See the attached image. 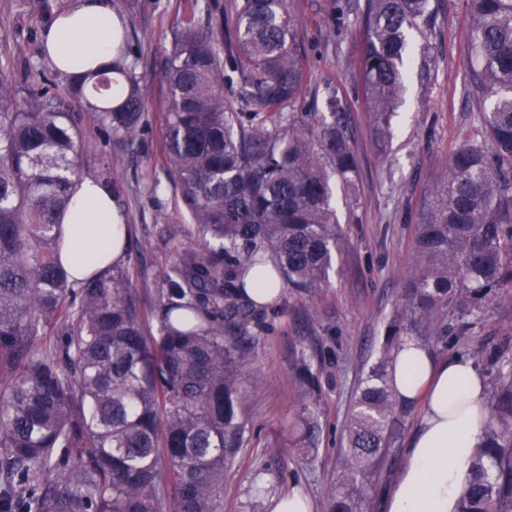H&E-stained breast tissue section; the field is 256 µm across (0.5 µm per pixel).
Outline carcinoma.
<instances>
[{
    "mask_svg": "<svg viewBox=\"0 0 512 512\" xmlns=\"http://www.w3.org/2000/svg\"><path fill=\"white\" fill-rule=\"evenodd\" d=\"M471 76L488 112L446 158L415 229L417 263L360 378L343 465L326 512H367L392 465L407 402L392 388L402 341H460L512 292V0H468ZM363 92L377 143L391 135L409 53L430 0H366ZM112 73L125 95L96 117L115 138L142 131L145 94L120 34ZM162 79L166 169L190 215L193 246L177 252L151 328L113 266L73 288L59 264L60 220L87 158L82 129L49 81L36 97L0 78V512H224V477L243 447L249 344L276 298L247 279L300 296L329 284L343 245L332 182L358 177L348 106L327 86L322 112H298L307 74L287 0H242L224 37L190 20L174 34ZM90 101L97 72L64 77ZM46 343L43 350L36 343ZM486 433L456 512H512V336L490 353ZM300 383L312 386L301 352ZM301 447H318L304 409Z\"/></svg>",
    "mask_w": 512,
    "mask_h": 512,
    "instance_id": "cac0c4a2",
    "label": "carcinoma"
}]
</instances>
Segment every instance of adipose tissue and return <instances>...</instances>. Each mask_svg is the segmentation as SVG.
Here are the masks:
<instances>
[{
    "instance_id": "1",
    "label": "adipose tissue",
    "mask_w": 512,
    "mask_h": 512,
    "mask_svg": "<svg viewBox=\"0 0 512 512\" xmlns=\"http://www.w3.org/2000/svg\"><path fill=\"white\" fill-rule=\"evenodd\" d=\"M123 28L112 0H71L44 33V57L67 76L88 67L107 70ZM62 225L58 258L72 283H84L122 260L124 218L95 179L73 180ZM396 388L406 400L422 399L423 414L380 512H455L471 452L485 434V382L471 358L439 359L408 339L396 355Z\"/></svg>"
}]
</instances>
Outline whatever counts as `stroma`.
I'll use <instances>...</instances> for the list:
<instances>
[{
  "label": "stroma",
  "instance_id": "stroma-1",
  "mask_svg": "<svg viewBox=\"0 0 512 512\" xmlns=\"http://www.w3.org/2000/svg\"><path fill=\"white\" fill-rule=\"evenodd\" d=\"M70 0H0V71L12 82L39 89L54 68L42 55V36ZM124 12L137 73L147 98L148 125L134 140L105 135L93 110L59 91L58 103L80 118L88 147L82 176L109 169L124 187L119 204L130 226L123 263L132 274L134 299L149 325L158 321V292L175 254L169 236L188 225L174 184L164 170L162 71L176 26L199 19L211 4L222 19L235 0H141ZM345 16L329 25L326 0H288L297 51L308 74L302 109L322 108L325 85L343 92L360 170L356 193L336 195L345 246L336 257L330 287L297 298L284 295L276 315L250 345L243 400L245 443L224 480V512H271L273 501L299 491L325 512L327 489L345 446L344 426L362 367L377 357L384 329L398 302L403 275L416 259L414 225L446 155L480 123L486 106L471 91L470 16L466 0H433L429 27L411 30L415 57L408 68L392 138L378 146L362 94L359 63L365 45V0H344ZM512 333V294L490 304L464 343L429 344L438 358L481 361ZM313 357L319 389L298 379L296 354ZM317 404L322 431L314 452L298 448L294 424L303 407Z\"/></svg>",
  "mask_w": 512,
  "mask_h": 512
}]
</instances>
